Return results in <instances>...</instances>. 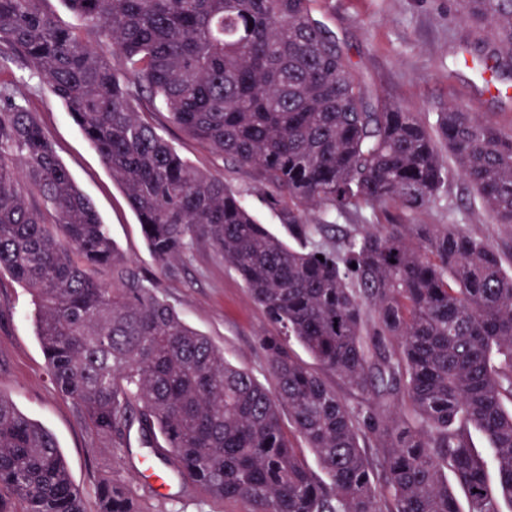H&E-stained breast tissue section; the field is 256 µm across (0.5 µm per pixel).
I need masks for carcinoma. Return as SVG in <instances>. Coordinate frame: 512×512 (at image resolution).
<instances>
[{"mask_svg": "<svg viewBox=\"0 0 512 512\" xmlns=\"http://www.w3.org/2000/svg\"><path fill=\"white\" fill-rule=\"evenodd\" d=\"M42 2L0 0V270L33 295L57 391L106 436L132 422L161 436L179 477L244 497L253 512H460L448 470L468 512L512 502V271L501 252L464 224L339 235L335 224L362 206L426 207L448 178L446 151L491 223L512 230V133L459 105L431 127L372 92L319 0H63L82 30ZM462 8L497 35L474 48L479 74L511 71L512 0ZM15 64L50 83L162 270L202 242L241 275L279 327L262 339L273 388L227 361L116 252L37 115L16 101ZM161 110L253 170L296 245L144 119ZM293 340L360 402L296 359ZM387 403L399 412L384 419ZM282 405L327 480L297 455ZM97 494L98 512H141L119 480L101 479ZM0 512H84L54 434L3 395ZM43 8L48 13L52 14L62 26L79 29L84 27V22L71 13L60 0L44 1Z\"/></svg>", "mask_w": 512, "mask_h": 512, "instance_id": "obj_1", "label": "carcinoma"}]
</instances>
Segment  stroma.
Returning a JSON list of instances; mask_svg holds the SVG:
<instances>
[{
  "mask_svg": "<svg viewBox=\"0 0 512 512\" xmlns=\"http://www.w3.org/2000/svg\"><path fill=\"white\" fill-rule=\"evenodd\" d=\"M459 10V0H322L319 7L322 20L344 44L352 65L377 94L430 124L453 103L512 132V77L484 79L473 62L463 61L465 46L476 45L477 36L459 18ZM16 77L20 97L37 113L59 158L93 202L120 254L155 280L157 295L188 325L208 336L230 363L272 387L261 340L276 335L277 327L252 300L238 272L202 245L175 260L174 273L162 271L120 185L49 83L26 69L17 70ZM147 119L182 156L222 176L270 232L287 239V230L251 171L213 154L173 125L167 113L154 112ZM391 220L466 225L471 234L495 245L506 267H512V231L490 222L456 167H449L436 201L419 211L363 207L336 218L340 225ZM31 309L30 293L8 273H0V394L55 435L71 478L84 493L86 512H97L96 485L108 476L133 490L143 512H252L248 499H215L179 480L172 481L164 494H157L142 475L154 438L143 435L135 423L121 438L103 436L73 402L57 392L46 370Z\"/></svg>",
  "mask_w": 512,
  "mask_h": 512,
  "instance_id": "35a3bbf8",
  "label": "stroma"
}]
</instances>
